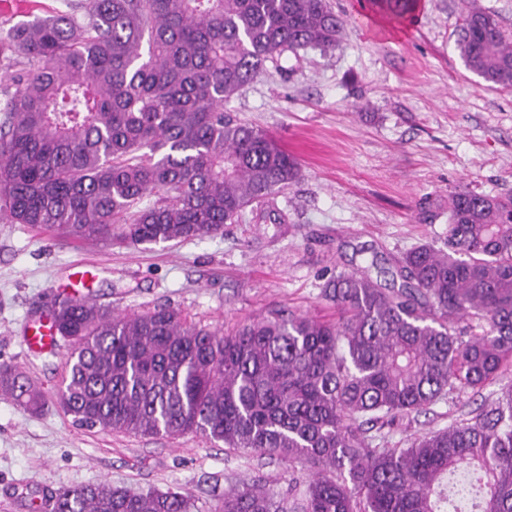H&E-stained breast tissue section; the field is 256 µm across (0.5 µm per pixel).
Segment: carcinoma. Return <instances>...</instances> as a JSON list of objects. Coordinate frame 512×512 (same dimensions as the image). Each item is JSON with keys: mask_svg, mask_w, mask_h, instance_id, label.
<instances>
[{"mask_svg": "<svg viewBox=\"0 0 512 512\" xmlns=\"http://www.w3.org/2000/svg\"><path fill=\"white\" fill-rule=\"evenodd\" d=\"M399 20L419 0H371ZM327 0H79L0 41V214L72 241L139 247L214 236L299 178L266 134L224 103L286 52L332 50ZM457 50L512 87V41L470 10ZM397 288L341 272L336 320L292 312L223 334L166 307L114 315L55 305L71 347L56 398L88 428L194 434L288 464L272 492L243 483L214 512H512V383L494 407L389 448L371 434L452 391L512 371V193L448 196L446 248L395 260ZM0 392L37 412L48 396L0 369ZM52 512H196L178 490L108 481L55 495Z\"/></svg>", "mask_w": 512, "mask_h": 512, "instance_id": "cac0c4a2", "label": "carcinoma"}]
</instances>
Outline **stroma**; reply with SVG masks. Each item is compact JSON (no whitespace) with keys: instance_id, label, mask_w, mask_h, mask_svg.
<instances>
[{"instance_id":"obj_1","label":"stroma","mask_w":512,"mask_h":512,"mask_svg":"<svg viewBox=\"0 0 512 512\" xmlns=\"http://www.w3.org/2000/svg\"><path fill=\"white\" fill-rule=\"evenodd\" d=\"M349 23L336 50L284 54L224 106L286 148L300 178L275 203L282 223L246 213L222 233L149 249L72 243L0 217V365L48 395L31 412L0 395V512H31L60 489L102 480L135 491L173 488L210 512L230 486L285 487L286 464L186 435L140 436L79 426L54 401L69 345L32 355L23 329L73 267L99 306L128 315L157 306L199 326L234 331L269 311L334 318L322 297L337 273L388 265L421 243L442 246L448 196L512 191V87L487 88L456 48L466 11L491 12L512 36V0H422L414 25L330 0ZM502 385L449 393L389 447L491 407Z\"/></svg>"}]
</instances>
